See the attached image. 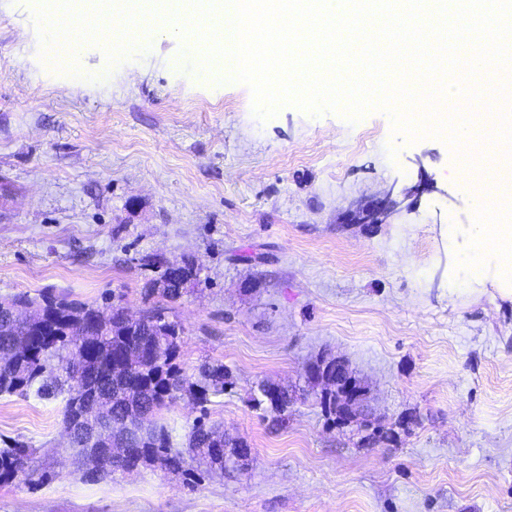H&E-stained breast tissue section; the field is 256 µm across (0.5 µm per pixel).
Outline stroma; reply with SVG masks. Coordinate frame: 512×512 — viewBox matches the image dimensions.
Here are the masks:
<instances>
[{
  "instance_id": "35a3bbf8",
  "label": "stroma",
  "mask_w": 512,
  "mask_h": 512,
  "mask_svg": "<svg viewBox=\"0 0 512 512\" xmlns=\"http://www.w3.org/2000/svg\"><path fill=\"white\" fill-rule=\"evenodd\" d=\"M41 2L0 0V299L165 306L183 366L224 364L233 385L151 424L182 448L205 420L252 460L190 486L158 467L92 481L62 397L0 396V448L35 450L32 478L0 483V512H512V266L458 271L479 200L447 140L408 142L380 110L260 120L250 88L179 38L114 67L89 42L79 76L60 74L40 58ZM422 172L436 191L343 223ZM154 251L196 261L194 291L145 299ZM323 356L364 386L365 424L333 423L307 377ZM263 383L293 394L286 426L256 407Z\"/></svg>"
}]
</instances>
